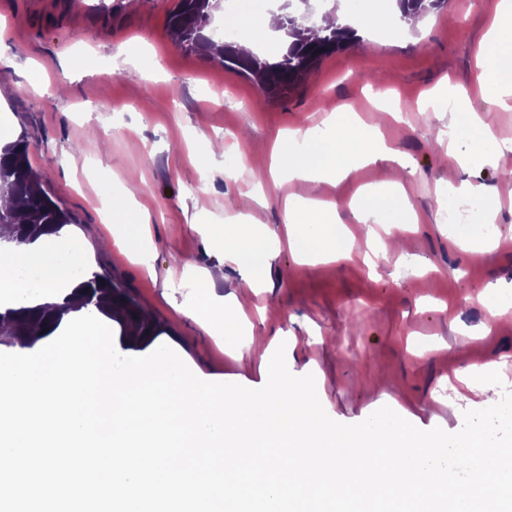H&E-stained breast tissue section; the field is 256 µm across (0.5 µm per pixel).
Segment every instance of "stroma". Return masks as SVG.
<instances>
[{
    "mask_svg": "<svg viewBox=\"0 0 512 512\" xmlns=\"http://www.w3.org/2000/svg\"><path fill=\"white\" fill-rule=\"evenodd\" d=\"M177 0H0V127L24 139L41 185L72 217L61 236L78 239L80 274L97 271L126 288L161 327L168 345L194 372L255 389L257 357L236 360L223 336L207 332L205 307L190 271L223 267L215 291L237 300L262 338L286 348L289 371L313 374L318 398L335 421L356 424L387 406L416 427L454 433L471 405L454 369L496 363L512 388V318L487 324L477 290L512 307V180L492 166L462 171L438 140L449 124L461 149L486 142L466 113L423 112L424 91L444 78L465 85L472 106L498 138L512 132V110L496 107L476 82V54L487 31L490 0H450L424 24L385 31L372 15H395V0H339L345 24L361 41L324 58L301 87L266 98L248 76L176 47L166 22ZM219 100L204 111L207 99ZM345 104L402 151L413 170L404 187L417 224L391 212L386 224H360L361 188L388 183L389 163L357 167L335 184L288 180L248 165H227L240 148L271 152L296 127L334 137L325 122ZM224 145L211 169L196 170L190 154ZM137 169L136 198L150 215L151 241L132 260L105 222L101 201L120 196ZM469 179L490 186L498 204L492 235L481 224L443 218L448 188ZM330 199L352 228V257L309 263L282 248L266 261H224L205 239L199 218L225 224L242 217L275 233L284 202ZM265 286L245 288L250 276ZM195 317L184 314V307Z\"/></svg>",
    "mask_w": 512,
    "mask_h": 512,
    "instance_id": "stroma-1",
    "label": "stroma"
}]
</instances>
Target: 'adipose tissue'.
<instances>
[{
  "label": "adipose tissue",
  "instance_id": "obj_1",
  "mask_svg": "<svg viewBox=\"0 0 512 512\" xmlns=\"http://www.w3.org/2000/svg\"><path fill=\"white\" fill-rule=\"evenodd\" d=\"M490 34L482 44L484 64L479 81L489 87L499 105L512 108V79L504 72L512 68V0H497L493 9ZM335 117L342 133L332 140L322 139L310 128L294 129L289 138L293 149L283 151L276 159V168L289 179L318 180L330 178L340 182L351 174L349 166L342 161L345 151H355L362 162L371 163L382 159L393 164L397 172H404L407 163L404 155L388 147L373 130L336 107ZM459 138L456 126L448 128L446 155L452 157L462 168H477L493 163L503 178H512V145H495L491 154L479 151H460L455 144ZM336 204L332 201L308 199L289 205L285 211L288 243L290 248H299L304 236H311L315 244L312 257L325 261H343L350 253L336 243ZM213 242L224 247V257L240 262L251 257L267 255L269 238L259 232L255 225L246 221L233 223L231 228L215 224L210 229ZM82 247L78 242L49 241L46 243H8L0 250V288L14 292L22 291L23 282L16 274L19 270L36 268L45 295H55L58 289L71 288V269L82 259ZM192 286L198 296L206 299L208 318L203 326L227 336L240 333V306L225 303L223 297L214 292L215 281L211 271L195 274Z\"/></svg>",
  "mask_w": 512,
  "mask_h": 512
}]
</instances>
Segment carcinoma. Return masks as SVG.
<instances>
[{"label":"carcinoma","mask_w":512,"mask_h":512,"mask_svg":"<svg viewBox=\"0 0 512 512\" xmlns=\"http://www.w3.org/2000/svg\"><path fill=\"white\" fill-rule=\"evenodd\" d=\"M220 0H178L168 18V29L174 44L190 53L216 59L227 69L253 77L268 98H279L297 89L314 67L325 57L358 44L356 29L344 25L323 27L310 20L308 9L298 8L279 17L278 30L285 50L274 59L259 52L242 54L240 42L213 37V22ZM400 19L412 21L421 15L448 7V0H396ZM0 198L9 204L0 207V238L29 243L44 234H55L72 223L70 214L53 200L35 177L23 139L0 151ZM77 290L82 293L87 313L103 315L117 322L123 335L136 342H150L161 328L135 302L127 290L106 275L94 273L82 280ZM70 310L68 303H45L8 308L0 312V337L7 336L22 346L54 333Z\"/></svg>","instance_id":"cac0c4a2"}]
</instances>
